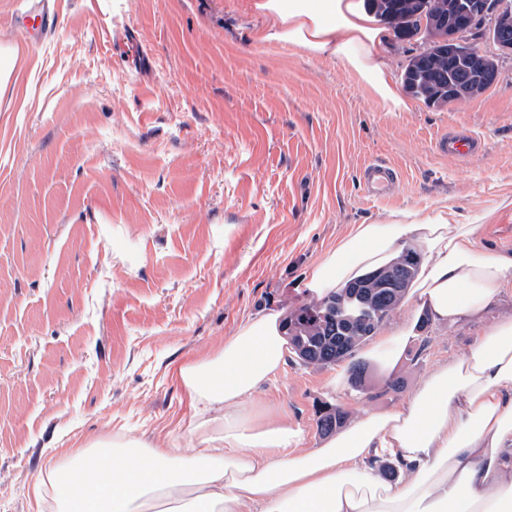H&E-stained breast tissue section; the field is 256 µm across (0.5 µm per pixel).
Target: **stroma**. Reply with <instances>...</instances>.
<instances>
[{"label": "stroma", "instance_id": "obj_1", "mask_svg": "<svg viewBox=\"0 0 512 512\" xmlns=\"http://www.w3.org/2000/svg\"><path fill=\"white\" fill-rule=\"evenodd\" d=\"M25 0H0V512H48L35 482L62 448L113 438L179 446L197 464V418L176 379L257 312L309 305L312 263L350 225L396 212H490L482 244L512 246V52L480 95L387 112L338 60L258 44L248 0H57L54 34L26 43ZM457 125L485 140L439 155ZM400 167L367 200L362 165ZM407 291L380 330L412 322L392 372L366 360L306 366L289 354L262 399L323 443L320 415L405 404L435 367L512 318L504 291L482 315L429 322ZM353 359V360H354ZM435 149L448 157L471 158L485 151L486 145L472 134L449 130L438 135L434 140Z\"/></svg>", "mask_w": 512, "mask_h": 512}]
</instances>
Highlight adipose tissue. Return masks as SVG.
I'll return each mask as SVG.
<instances>
[{
    "label": "adipose tissue",
    "instance_id": "obj_1",
    "mask_svg": "<svg viewBox=\"0 0 512 512\" xmlns=\"http://www.w3.org/2000/svg\"><path fill=\"white\" fill-rule=\"evenodd\" d=\"M265 26L253 41H277L336 58L388 112H406L377 48L387 29L359 0H251ZM478 227L445 207L354 224L312 265L310 286L327 297L362 273L425 246L415 286L430 316L454 323L512 289V251L481 244ZM281 314L263 313L223 350L176 370L201 416L194 429L206 467L180 465L171 448L97 451L93 483L50 468L62 512H512V319L439 365L407 404L366 413L316 448L296 445L287 417L258 397L287 353ZM388 456L402 479L381 480L371 461Z\"/></svg>",
    "mask_w": 512,
    "mask_h": 512
}]
</instances>
